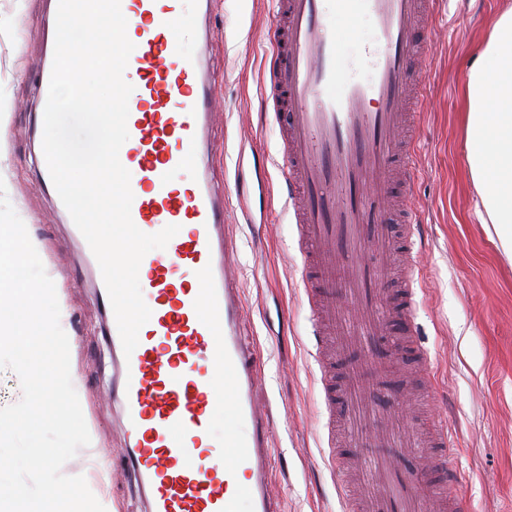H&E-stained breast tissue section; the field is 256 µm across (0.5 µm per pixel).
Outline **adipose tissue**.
<instances>
[{
	"label": "adipose tissue",
	"mask_w": 512,
	"mask_h": 512,
	"mask_svg": "<svg viewBox=\"0 0 512 512\" xmlns=\"http://www.w3.org/2000/svg\"><path fill=\"white\" fill-rule=\"evenodd\" d=\"M466 112L465 159L484 208L481 221L502 231L512 261V8L494 20L468 68Z\"/></svg>",
	"instance_id": "1"
}]
</instances>
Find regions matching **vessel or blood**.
I'll list each match as a JSON object with an SVG mask.
<instances>
[{
	"label": "vessel or blood",
	"instance_id": "obj_1",
	"mask_svg": "<svg viewBox=\"0 0 512 512\" xmlns=\"http://www.w3.org/2000/svg\"><path fill=\"white\" fill-rule=\"evenodd\" d=\"M205 0H121L134 49L128 140L119 160L130 173L131 218L143 232L179 226L166 248L148 252L139 284L151 310L132 354L118 329L108 340L120 391L124 457L145 512H282L270 485L274 456L267 409L256 400L258 355L242 337L244 304L228 203L206 171L179 174L208 150L216 100L196 47ZM437 0H277L266 74V103L283 127L280 172L301 255L315 357L363 352L353 376L320 378L332 466L353 462L357 485H343L345 512H422L427 489L439 512H459L455 454L446 428L409 435L377 404L395 371L394 350L428 363L415 327L414 276L387 294L394 179L411 182L426 83L413 78L424 57L426 24ZM367 28H360V21ZM378 50L365 76H343L345 53L361 38ZM401 247V246H398ZM401 259L415 265L412 245ZM232 401H225V388ZM224 449L231 464L213 462ZM445 460L443 481L429 470L403 473L396 455Z\"/></svg>",
	"mask_w": 512,
	"mask_h": 512
}]
</instances>
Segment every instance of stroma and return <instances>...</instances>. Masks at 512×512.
I'll return each instance as SVG.
<instances>
[{"label": "stroma", "mask_w": 512, "mask_h": 512, "mask_svg": "<svg viewBox=\"0 0 512 512\" xmlns=\"http://www.w3.org/2000/svg\"><path fill=\"white\" fill-rule=\"evenodd\" d=\"M508 0H440L428 56L414 77L428 84L418 129L410 206L419 253L418 338L431 360L434 412L455 433L460 512H512V265L476 213L479 196L465 159L461 100L469 65ZM274 0H216L203 64L217 108L208 166L232 202L229 233L245 295V333L262 363L259 401L268 407L275 456L270 477L283 512H343L328 462L320 369L307 317L296 227L281 187L280 136L266 117L262 75ZM49 0H0V93L7 95L14 175L10 202L43 245L69 308L70 362L82 379V410L94 438L122 443L106 402L112 350L108 312L75 241L44 187L36 146V100ZM109 463L112 512L143 505L120 453L81 448L62 472L96 487Z\"/></svg>", "instance_id": "35a3bbf8"}]
</instances>
